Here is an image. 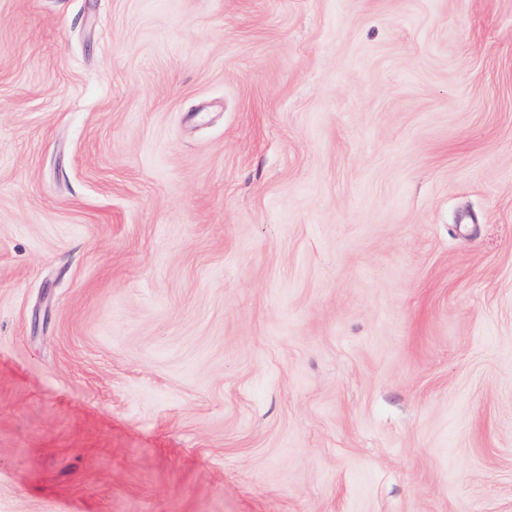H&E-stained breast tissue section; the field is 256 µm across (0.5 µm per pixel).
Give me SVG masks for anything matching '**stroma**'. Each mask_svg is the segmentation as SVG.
<instances>
[{"label": "stroma", "instance_id": "35a3bbf8", "mask_svg": "<svg viewBox=\"0 0 512 512\" xmlns=\"http://www.w3.org/2000/svg\"><path fill=\"white\" fill-rule=\"evenodd\" d=\"M0 512H512V0H0Z\"/></svg>", "mask_w": 512, "mask_h": 512}]
</instances>
